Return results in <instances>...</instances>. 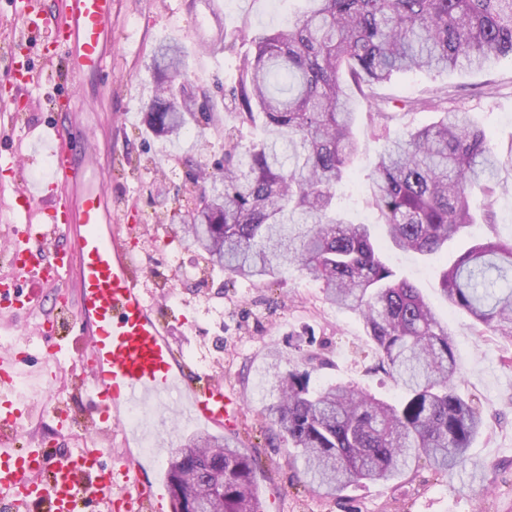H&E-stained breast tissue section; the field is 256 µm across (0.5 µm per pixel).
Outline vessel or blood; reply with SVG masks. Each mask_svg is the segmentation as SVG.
<instances>
[{
	"mask_svg": "<svg viewBox=\"0 0 512 512\" xmlns=\"http://www.w3.org/2000/svg\"><path fill=\"white\" fill-rule=\"evenodd\" d=\"M112 0H63L55 22L56 44L70 73L101 71L110 48ZM89 141L79 126L53 128L49 150L52 179L36 190L15 195L13 213L33 223L43 214L52 221L40 231L43 245L52 249L48 264L36 262L31 248L15 246L12 262L35 282L60 277L77 264V309L83 335L89 342L76 354L71 370L79 382L92 387L91 413L98 421L119 428L132 409H145L176 399L181 422L221 430L234 426L239 404L223 385L208 377L187 378L173 354L166 328L140 287L133 251L112 222V204L98 189L96 173L79 148ZM71 236L68 247L55 245L59 228ZM16 312L31 310L37 290L21 294L0 290ZM28 363L26 356H0V500L12 512H78L79 491L102 503L105 512H125L139 503L143 512H160V488L144 481L136 460L122 469L131 487L119 486L105 446L96 444L78 452H49L15 444L22 403L14 395Z\"/></svg>",
	"mask_w": 512,
	"mask_h": 512,
	"instance_id": "1",
	"label": "vessel or blood"
}]
</instances>
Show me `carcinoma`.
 <instances>
[{"label":"carcinoma","mask_w":512,"mask_h":512,"mask_svg":"<svg viewBox=\"0 0 512 512\" xmlns=\"http://www.w3.org/2000/svg\"><path fill=\"white\" fill-rule=\"evenodd\" d=\"M283 29L251 38L224 107L262 137L227 133L215 171L194 176L182 237L232 279L262 283L288 266L320 284L326 303L361 317L379 366L400 397L388 402L341 383L312 382V354L268 365L277 402L265 408L308 483L326 495L356 484H389L425 460L452 472L469 460L484 419L457 393L452 333L412 282L386 264L367 224L351 222L338 189L360 153L356 100L370 103L397 72L480 69L512 57V0H311ZM183 48L162 43L151 67L162 75L145 116L154 134L180 139L213 121V97L193 86L175 98ZM447 93L407 104L440 110L436 122L388 142L372 162L370 191L392 246L420 257L448 251L475 224L472 191L493 197L512 169V149L495 150L465 113H448ZM449 307L495 336L512 339V239L472 245L445 268ZM187 488L214 493L215 512H265L254 462L227 437H189Z\"/></svg>","instance_id":"obj_1"}]
</instances>
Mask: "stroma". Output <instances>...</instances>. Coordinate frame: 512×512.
<instances>
[{"instance_id":"1","label":"stroma","mask_w":512,"mask_h":512,"mask_svg":"<svg viewBox=\"0 0 512 512\" xmlns=\"http://www.w3.org/2000/svg\"><path fill=\"white\" fill-rule=\"evenodd\" d=\"M20 7L19 0H0V101L12 102L17 111L8 121L9 131L0 132V149L15 144L26 153L35 147L39 155L26 162L23 176L0 170V188L14 189L21 180L32 186L49 178L46 145H32L27 138L33 125L77 124L89 130L98 178L112 198V221L121 225L134 249L141 286L159 308L174 352L190 373H204L223 383L242 406L228 434L238 439L256 466L266 512H512V342L448 309L438 291L441 268L477 239L512 237V171L498 174L501 189L492 199L494 226L466 229L449 243L447 253L432 259L405 256L386 244L381 247L396 274L420 288L453 333L460 365L455 385L485 419V428L469 451L482 478L471 480L465 470L443 474L420 461L396 483L356 485L326 497L303 482L287 444L262 414L274 401L267 384L269 353L276 349L297 362L302 351H310L316 356L315 382L331 380L396 400L400 392L391 377L377 369L362 321L327 304L318 284L293 268L274 284L240 281L226 286L223 271L204 265L171 219L178 201L188 198L192 174L212 169L222 158L225 131L232 123L224 110L223 90L235 81L239 59L249 45L238 40L232 47L210 51L218 24L237 32L279 28L308 9L307 0H112V54L100 73L75 81L62 75L63 56L55 49L53 26L41 27L34 38H20L15 26ZM163 41L184 47L188 79L212 90L215 103V121L175 143L154 136L145 125L155 88L147 64ZM15 57L39 76L38 84L20 90L6 79ZM435 92L447 93L449 111L470 113L495 149L512 147V59H500L482 71L396 74L379 89L392 120L382 121L370 103H358L355 132L363 148L345 187V205L353 221L374 216L366 178L385 144L381 129L395 137L431 123L434 113L409 112L404 103ZM63 281V294L44 290L40 304L27 315L15 317L0 308V336L38 337L31 350L36 357L51 344L62 347L52 388H38L30 381L16 387L33 406L17 435L21 448L46 442L72 448L69 437L55 431L51 411L83 410L84 400L69 373L72 345L81 338L79 328L52 324L59 312H71L75 306L74 272H65ZM193 433L190 427L165 430L156 455L141 453L137 444H124L118 435L112 445L126 447L129 455L140 459L144 474L162 482L171 451Z\"/></svg>"}]
</instances>
